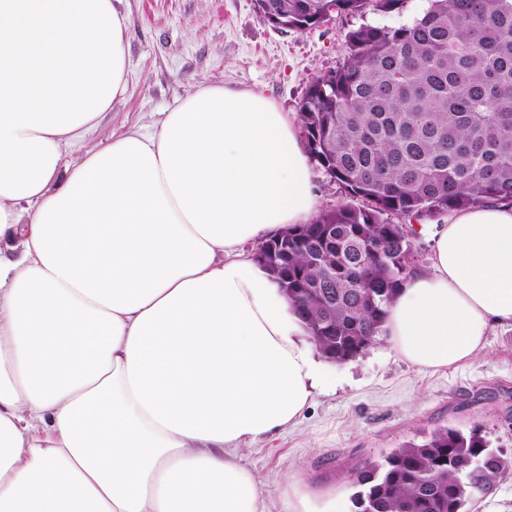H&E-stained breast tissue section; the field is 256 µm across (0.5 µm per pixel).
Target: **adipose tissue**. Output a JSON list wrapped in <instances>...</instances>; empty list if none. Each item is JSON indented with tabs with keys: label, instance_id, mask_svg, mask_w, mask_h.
<instances>
[{
	"label": "adipose tissue",
	"instance_id": "ef3b65f1",
	"mask_svg": "<svg viewBox=\"0 0 512 512\" xmlns=\"http://www.w3.org/2000/svg\"><path fill=\"white\" fill-rule=\"evenodd\" d=\"M120 3L0 0V512H269L243 452L332 383L246 249L315 210L300 121L203 86L83 148L127 89ZM433 240L382 334L440 371L512 329V206ZM278 491L282 512H349Z\"/></svg>",
	"mask_w": 512,
	"mask_h": 512
}]
</instances>
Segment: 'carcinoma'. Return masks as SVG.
<instances>
[{
	"mask_svg": "<svg viewBox=\"0 0 512 512\" xmlns=\"http://www.w3.org/2000/svg\"><path fill=\"white\" fill-rule=\"evenodd\" d=\"M408 0H255L262 20L303 31L332 16L400 15ZM344 63L300 102L314 161L346 202L288 238V298L326 358L352 360L382 331L415 267L413 222L512 205V0H427L411 21L363 23ZM512 467L473 429L443 428L357 476V512H468Z\"/></svg>",
	"mask_w": 512,
	"mask_h": 512,
	"instance_id": "obj_1",
	"label": "carcinoma"
}]
</instances>
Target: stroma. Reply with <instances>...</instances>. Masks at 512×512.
<instances>
[{"mask_svg": "<svg viewBox=\"0 0 512 512\" xmlns=\"http://www.w3.org/2000/svg\"><path fill=\"white\" fill-rule=\"evenodd\" d=\"M422 6L409 0L400 16H336L296 31L263 21L254 0H123L128 87L89 142L107 144L134 125L154 128L206 85L254 91L298 111L308 85L342 65L350 29L393 26ZM443 427L478 430L512 460V330L495 329L473 360L439 372L410 366L378 338L338 365L335 387L315 395L293 428L246 450L244 462L271 488L293 476L352 497L368 463Z\"/></svg>", "mask_w": 512, "mask_h": 512, "instance_id": "35a3bbf8", "label": "stroma"}]
</instances>
